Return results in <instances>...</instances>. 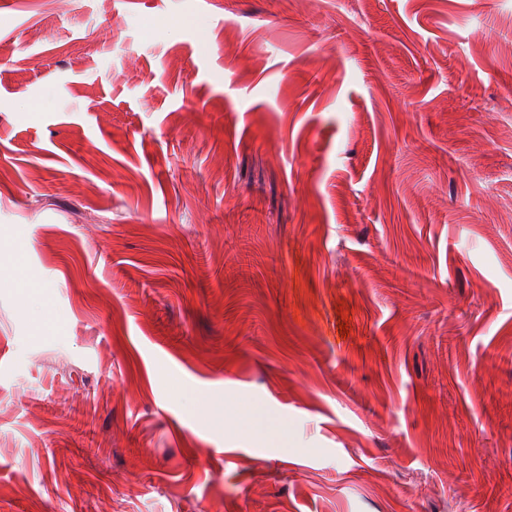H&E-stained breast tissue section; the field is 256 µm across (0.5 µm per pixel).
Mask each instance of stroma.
I'll return each instance as SVG.
<instances>
[{
    "label": "stroma",
    "mask_w": 512,
    "mask_h": 512,
    "mask_svg": "<svg viewBox=\"0 0 512 512\" xmlns=\"http://www.w3.org/2000/svg\"><path fill=\"white\" fill-rule=\"evenodd\" d=\"M0 42V512H512V0Z\"/></svg>",
    "instance_id": "1"
}]
</instances>
